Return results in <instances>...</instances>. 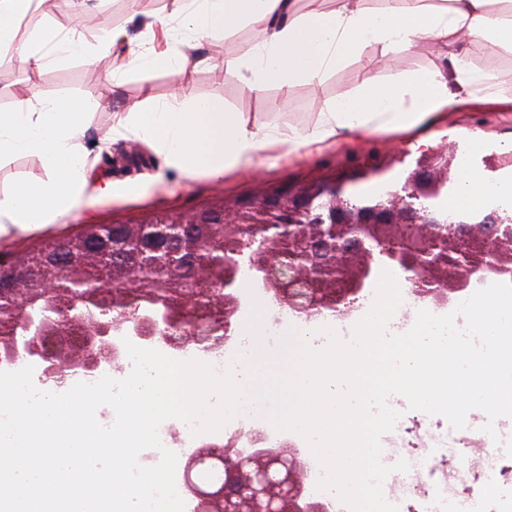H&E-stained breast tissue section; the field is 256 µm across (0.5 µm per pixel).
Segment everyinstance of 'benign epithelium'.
<instances>
[{"label":"benign epithelium","instance_id":"7a95c632","mask_svg":"<svg viewBox=\"0 0 512 512\" xmlns=\"http://www.w3.org/2000/svg\"><path fill=\"white\" fill-rule=\"evenodd\" d=\"M427 156L404 181L377 199L358 202L339 178L294 193L266 197L243 209L226 203L205 215L175 214L148 222L126 236L124 224L107 225L122 242L96 224L62 244L64 273L35 256L0 269V281L34 280L9 308L0 307V324L10 321L13 339L0 347V366L28 361L40 378L61 382L73 373L94 375L115 362L127 339L158 341L174 350L206 351L234 336L244 306L239 275L279 308L310 322L324 311L351 314L359 294L369 288L377 260L395 266L416 299L441 308L451 295L485 283L489 273L512 282V261L489 264L473 258L478 240L500 230L493 214L476 212L478 232L448 226V243L457 255L454 269L439 276L441 240L426 225L438 224L431 200L421 195L448 191V176ZM132 254L136 274L123 259ZM266 433L250 430L251 447L233 434L224 444V483L203 496L218 512H319L306 500L304 475L290 440L262 447ZM217 443L203 442L187 455L188 474L211 455Z\"/></svg>","mask_w":512,"mask_h":512}]
</instances>
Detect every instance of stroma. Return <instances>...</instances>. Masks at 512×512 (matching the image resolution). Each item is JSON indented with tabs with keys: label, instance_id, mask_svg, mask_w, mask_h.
<instances>
[{
	"label": "stroma",
	"instance_id": "1",
	"mask_svg": "<svg viewBox=\"0 0 512 512\" xmlns=\"http://www.w3.org/2000/svg\"><path fill=\"white\" fill-rule=\"evenodd\" d=\"M163 6L164 0H99L98 24L94 27L87 26L88 15L80 7L43 8L28 20V35L46 27L74 32L83 37L88 55L58 61L38 74L28 73L13 55L0 56V110H9L15 98L27 89L49 99H81L90 112L84 145L94 176L116 184L146 182L150 185L148 192L136 196L96 199L88 208L56 224L2 234L0 259L9 253L16 255L66 240L91 224H139L166 213L216 208L235 201L255 203L285 186L303 189L371 167L375 170L374 177L358 185L359 191L366 195L384 179H404L424 153L444 144L450 145L454 153L449 180L458 178L466 157L470 158L473 170L486 175L497 161L492 147L501 144L512 149V110L495 112L480 107L431 125H419L407 133L361 132L352 143L303 148L289 156L274 149L264 156L257 170L231 171L219 183L204 177L186 179L154 149L113 136L114 112L130 101L148 99L165 103L179 92L223 104L229 112L264 110L262 103L250 98L239 81L219 69L225 51L240 55L252 47L253 39L246 29L229 39L215 37L207 45L205 52L212 56L214 68L203 66L186 72L161 68L147 83L141 81L135 70L119 72V65L128 60L130 47L149 46L153 32L158 29L156 18ZM105 26L124 29L126 34L124 42L109 52L99 49L101 29ZM437 62V57L426 49L396 59L370 49L363 60L350 61L329 73L319 90L296 86L290 102L279 106L278 111L264 112L265 118L284 128L308 132L319 124L324 102L351 93L368 74L424 70ZM470 63L476 69H493L501 93L512 97V52L479 41L471 47Z\"/></svg>",
	"mask_w": 512,
	"mask_h": 512
}]
</instances>
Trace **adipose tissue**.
<instances>
[{"instance_id": "obj_1", "label": "adipose tissue", "mask_w": 512, "mask_h": 512, "mask_svg": "<svg viewBox=\"0 0 512 512\" xmlns=\"http://www.w3.org/2000/svg\"><path fill=\"white\" fill-rule=\"evenodd\" d=\"M44 0H0V48L15 49L30 71L48 64L46 54L20 35V24ZM298 0H168L162 26L178 23L183 38L164 45L130 50L128 65L142 80L160 67L181 70L207 65L204 44L215 33L233 36L248 27L254 44L245 54L224 60L257 99L277 89L288 103L296 85L320 86L328 73L364 50L379 47L399 57L420 44L436 47L443 65L424 71H403L384 78L368 75L344 98L326 102L316 129L301 132L227 112L207 100L186 99L161 105L129 103L117 112L114 135L137 139L163 154L184 176L222 181L227 171L257 167L263 152L285 153L316 144L342 145L363 130H408L445 120L449 113L475 106L512 107V98L498 90L497 77L468 63L469 45L494 41L512 51V0H383L372 8L367 0H317L302 12ZM84 104L21 94L10 111L0 112V159L26 154L38 158L42 171L19 179L0 193V234L53 224L87 206L96 197L141 193L140 183L91 185L83 138L88 128ZM512 200V179L491 184L471 170H462L453 206L480 209L490 196Z\"/></svg>"}]
</instances>
